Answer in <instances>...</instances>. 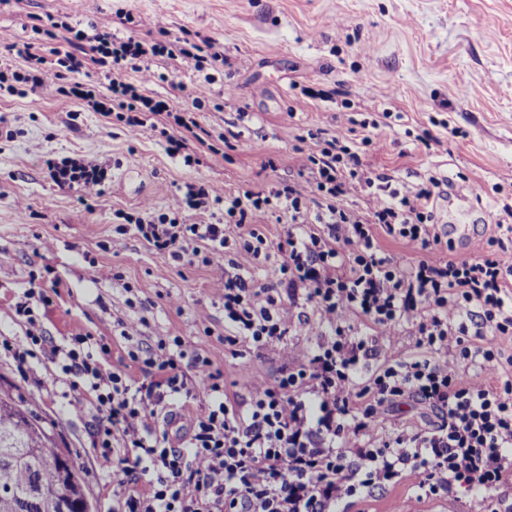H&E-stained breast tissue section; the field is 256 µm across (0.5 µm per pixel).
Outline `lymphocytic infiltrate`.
<instances>
[{"label":"lymphocytic infiltrate","mask_w":512,"mask_h":512,"mask_svg":"<svg viewBox=\"0 0 512 512\" xmlns=\"http://www.w3.org/2000/svg\"><path fill=\"white\" fill-rule=\"evenodd\" d=\"M25 71L0 70V92L17 84H56L63 100H79L108 117L121 113L130 133L160 128L171 155L199 163V148L215 150L217 135L194 112L154 100L147 91L161 56L196 71L222 62L219 52L188 40L165 43L118 40L51 23L36 41L15 44ZM109 80L108 92L75 81L87 65ZM138 73V82L127 79ZM353 128L335 134L308 130L310 180L221 197L209 185L179 187L166 212L144 207L133 226H118L120 247L135 233L180 260L202 259L224 299L229 350L260 351L286 343L306 313L322 326L316 347L297 367L260 381L249 403L231 402L224 374L202 361L200 381L182 369L181 337L165 336L129 350L150 375L140 383L111 367L108 347L88 334L46 347L26 336L16 353L26 362L32 347L77 377L100 416L99 468L111 474L109 512H343L352 501L383 494L415 475V499H440L459 487L485 493L486 512H499L495 491L512 482V211L498 234L467 258L448 252L447 235L434 214L433 185L388 189L350 147ZM58 185L82 197L102 192L98 165L82 158L47 160ZM363 204L348 207V197ZM223 206L210 224L194 214ZM283 215L279 241L259 225ZM238 231L229 241L226 231ZM404 243L409 260L386 255L381 238ZM276 263L278 280L257 282L258 259ZM415 338L418 355L384 353L401 330ZM379 367H371L373 359ZM203 397L175 446L159 429L187 397ZM434 410L428 430L382 432L386 415L402 399Z\"/></svg>","instance_id":"obj_1"}]
</instances>
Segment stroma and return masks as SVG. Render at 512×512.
Listing matches in <instances>:
<instances>
[{"label":"stroma","instance_id":"stroma-1","mask_svg":"<svg viewBox=\"0 0 512 512\" xmlns=\"http://www.w3.org/2000/svg\"><path fill=\"white\" fill-rule=\"evenodd\" d=\"M37 18L120 38L207 37L226 60L197 117L232 148L224 156L201 151L191 167L168 153L159 132L129 133L115 117L62 101L55 84L0 95V390L54 422L60 446L84 471L93 512H108L113 491L92 444L97 412L81 407L83 389L70 387L56 364L37 357L21 367L11 352L25 344L27 324L7 308L33 279L61 282L34 305L47 341L60 345L77 333L104 338L110 365L139 380L127 356L132 344L178 336L188 352L185 373L199 378L195 360L208 359L241 402L256 380L298 365L321 331L312 315L287 343L241 357L225 353L224 302L210 268L132 234L109 249L120 215H139L146 205L164 211L177 185L189 181L235 195L298 180V135L333 132L351 118L378 123L379 146L358 141L353 149L392 187L439 182L436 222L446 223L456 190L475 205V229L485 238L512 208V0H0V68L25 69L7 46L33 38ZM149 65L162 75L149 96L192 107L200 73L161 57ZM216 101L225 102L224 111L213 109ZM66 156L106 172L89 205L47 176V159ZM121 319L142 320L137 341L122 336ZM411 485L404 480L348 512H482L472 492L418 501Z\"/></svg>","mask_w":512,"mask_h":512}]
</instances>
